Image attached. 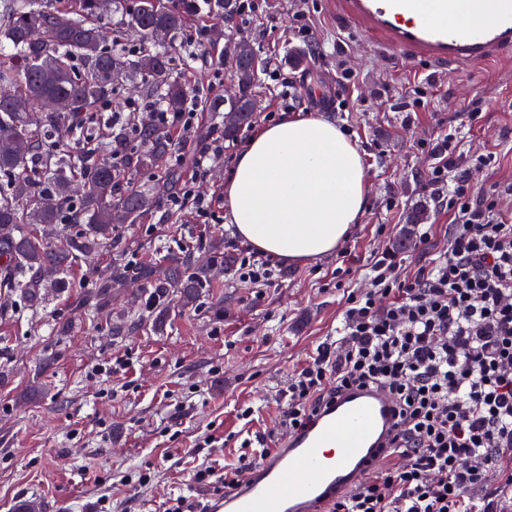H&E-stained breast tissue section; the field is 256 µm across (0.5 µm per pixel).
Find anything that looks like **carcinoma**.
Here are the masks:
<instances>
[{
	"instance_id": "carcinoma-1",
	"label": "carcinoma",
	"mask_w": 512,
	"mask_h": 512,
	"mask_svg": "<svg viewBox=\"0 0 512 512\" xmlns=\"http://www.w3.org/2000/svg\"><path fill=\"white\" fill-rule=\"evenodd\" d=\"M139 38L124 43L123 31L106 21L101 0H0V288H14L35 301L74 264L112 242V225L133 224L166 205L182 178L170 124L147 111L155 98L164 112L190 104L224 111V138L233 139L256 118L259 60L254 43L238 28L239 0H207L211 15L229 28L228 41L244 65L238 96L186 82L182 68L209 50L207 33L175 42L198 0H112ZM48 39L34 43L29 32ZM136 80L142 96L127 101V115L106 121L102 112ZM59 99L66 107L48 112L39 103ZM76 217L79 229L57 244L58 225ZM108 281L150 285L153 297L178 293L193 306L213 279L212 268L188 258L165 265L132 266L115 258Z\"/></svg>"
}]
</instances>
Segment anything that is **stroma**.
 Instances as JSON below:
<instances>
[{"label": "stroma", "mask_w": 512, "mask_h": 512, "mask_svg": "<svg viewBox=\"0 0 512 512\" xmlns=\"http://www.w3.org/2000/svg\"><path fill=\"white\" fill-rule=\"evenodd\" d=\"M308 8L319 54L291 60L307 44L289 31L292 11ZM262 62L277 61L300 92L295 115H325L357 145L368 183L360 224L336 253L292 265L276 261L271 283L218 274L196 306L169 301V321L155 330L145 303L128 306L131 288L96 299L98 279L114 255L143 264L174 258L209 260L212 244L245 248L229 224H195L186 212L149 213L116 233L114 244L79 262L64 284L37 301L0 290V512L38 503L40 512H97L105 498L116 512H164L169 499L203 494L197 471L235 463L238 433L249 428L273 443L280 434L288 382L308 354L341 321L348 290L362 286L377 251L397 245L409 212L427 210L433 236L407 245L402 275L411 276L448 244L443 189L428 182L435 142L454 132L462 155L495 152L471 172L475 189L512 183V52L474 66L427 67L383 58L371 36L333 15L326 0H265L246 31ZM356 72L358 111L336 105L350 91L337 62ZM431 97L429 112L412 111V86ZM124 312L132 330L112 333ZM121 357L125 372L99 374ZM253 407L243 423L237 412ZM219 438L216 450L205 437ZM149 473V483L138 480Z\"/></svg>", "instance_id": "35a3bbf8"}]
</instances>
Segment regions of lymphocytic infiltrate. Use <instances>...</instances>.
Instances as JSON below:
<instances>
[{
	"label": "lymphocytic infiltrate",
	"mask_w": 512,
	"mask_h": 512,
	"mask_svg": "<svg viewBox=\"0 0 512 512\" xmlns=\"http://www.w3.org/2000/svg\"><path fill=\"white\" fill-rule=\"evenodd\" d=\"M456 138L433 152L429 182L447 186L448 246L399 276L402 259L383 249L349 291L335 335L326 337L288 385L283 430L306 426L344 388H384L399 408L394 445L403 468L384 462L333 512H497L493 501L472 498L493 469L512 487V211L501 207L512 183L478 192L456 175ZM223 136L201 143L189 180L171 205L192 206L217 220L213 197L195 191L223 156ZM261 436L244 438L234 467L198 471L196 481L220 477L224 489L263 457Z\"/></svg>",
	"instance_id": "1"
}]
</instances>
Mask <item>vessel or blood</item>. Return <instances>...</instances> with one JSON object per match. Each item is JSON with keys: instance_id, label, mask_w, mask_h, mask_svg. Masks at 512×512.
I'll use <instances>...</instances> for the list:
<instances>
[{"instance_id": "b4317fda", "label": "vessel or blood", "mask_w": 512, "mask_h": 512, "mask_svg": "<svg viewBox=\"0 0 512 512\" xmlns=\"http://www.w3.org/2000/svg\"><path fill=\"white\" fill-rule=\"evenodd\" d=\"M336 0V12L372 34L388 56L426 65L478 64L512 49V0H492L477 22H444L453 0ZM395 404L382 388L353 387L306 427L276 440L227 491L215 512H328L374 471L396 432Z\"/></svg>"}]
</instances>
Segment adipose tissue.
Listing matches in <instances>:
<instances>
[{
	"instance_id": "adipose-tissue-1",
	"label": "adipose tissue",
	"mask_w": 512,
	"mask_h": 512,
	"mask_svg": "<svg viewBox=\"0 0 512 512\" xmlns=\"http://www.w3.org/2000/svg\"><path fill=\"white\" fill-rule=\"evenodd\" d=\"M224 195L242 240L297 263L335 253L361 221L367 182L358 147L333 120L287 117L251 137Z\"/></svg>"
}]
</instances>
